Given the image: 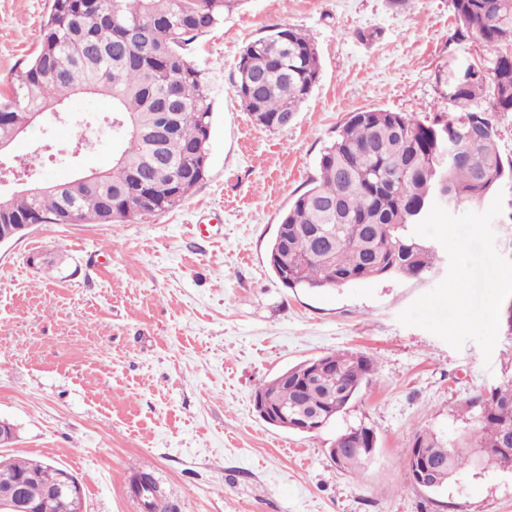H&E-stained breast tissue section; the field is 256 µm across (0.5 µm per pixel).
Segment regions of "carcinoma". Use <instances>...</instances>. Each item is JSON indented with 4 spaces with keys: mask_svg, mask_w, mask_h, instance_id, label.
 I'll use <instances>...</instances> for the list:
<instances>
[{
    "mask_svg": "<svg viewBox=\"0 0 512 512\" xmlns=\"http://www.w3.org/2000/svg\"><path fill=\"white\" fill-rule=\"evenodd\" d=\"M242 0H50L40 43L21 76L0 91V138L31 112L53 111L74 96L112 99L108 129L118 133L112 168L98 180L72 178L37 197L10 198L13 223L57 224L66 211L78 224H112L166 213L205 180L211 111L208 88L187 47L211 32ZM466 32L490 48L512 46V0H452ZM312 41L276 25L248 43L236 64L234 92L252 121L266 130L288 127L320 74ZM175 90L177 106L161 101ZM487 107H482V103ZM457 112L421 120L404 112H353L318 160L312 187L283 214L267 253L268 265L287 288L322 290L385 278H421L438 263L434 248L414 234L436 197V169L444 149L456 205H478L512 178L495 141L493 113L512 112V51L491 66L473 64L448 91ZM330 366L317 375L306 362L288 368L292 378L262 389L288 416L333 421L371 381L374 361L359 351L311 359ZM469 432L473 452L451 431L416 435L411 465L419 457L443 463L429 490L460 480L471 465L512 468V375L476 396ZM333 444L349 447L337 465L358 470L376 447L374 430L349 426ZM27 476L25 496L36 512H63L48 494L57 466L0 456V473ZM134 494L153 512L162 491L153 475L136 474Z\"/></svg>",
    "mask_w": 512,
    "mask_h": 512,
    "instance_id": "obj_1",
    "label": "carcinoma"
}]
</instances>
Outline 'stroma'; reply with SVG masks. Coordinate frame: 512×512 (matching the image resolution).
I'll list each match as a JSON object with an SVG mask.
<instances>
[{"instance_id": "stroma-1", "label": "stroma", "mask_w": 512, "mask_h": 512, "mask_svg": "<svg viewBox=\"0 0 512 512\" xmlns=\"http://www.w3.org/2000/svg\"><path fill=\"white\" fill-rule=\"evenodd\" d=\"M49 0H0V89L35 52ZM275 25L305 33L319 80L288 128L253 124L233 92L242 48ZM451 0H244L188 52L210 88L206 179L180 206L117 224H39L0 246V418L8 454L68 469L86 512H147L130 488L151 473L156 512H512V471L474 468L429 491L404 454L418 432L471 426L469 401L512 368V324L491 357L454 349L399 323L447 275L290 289L267 250L282 215L311 186L323 148L350 113L447 112L442 78L494 52L459 34ZM110 100L74 99L64 121L30 126L0 162L50 145L39 177L61 182L112 165L104 132L68 164L76 131ZM59 259L50 269L30 256ZM358 350L375 362L344 413L315 433L266 423L255 390L303 360ZM364 424L375 458L348 471L331 460L338 432Z\"/></svg>"}]
</instances>
